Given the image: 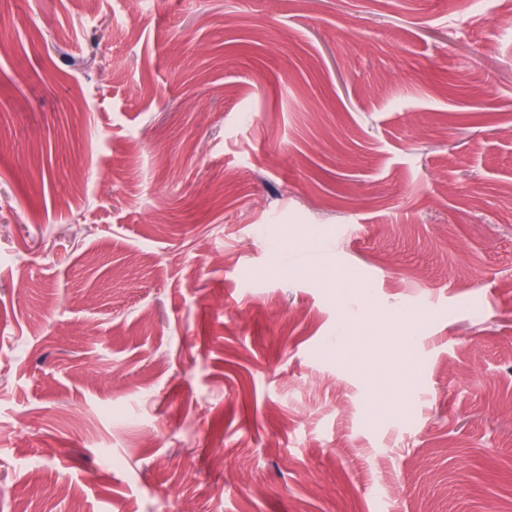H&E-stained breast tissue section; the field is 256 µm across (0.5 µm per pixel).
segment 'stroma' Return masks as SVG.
<instances>
[{
    "instance_id": "35a3bbf8",
    "label": "stroma",
    "mask_w": 512,
    "mask_h": 512,
    "mask_svg": "<svg viewBox=\"0 0 512 512\" xmlns=\"http://www.w3.org/2000/svg\"><path fill=\"white\" fill-rule=\"evenodd\" d=\"M511 11L0 0V512H512Z\"/></svg>"
}]
</instances>
